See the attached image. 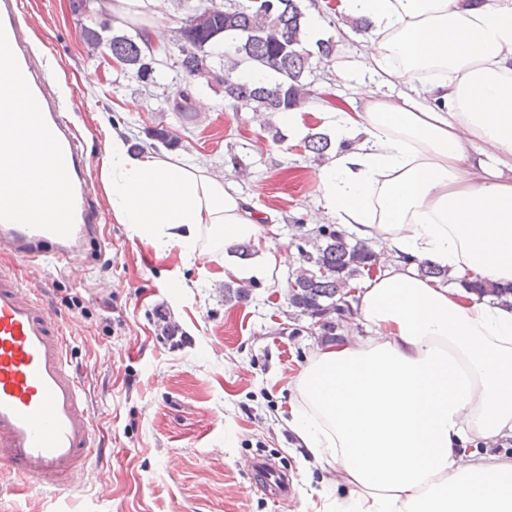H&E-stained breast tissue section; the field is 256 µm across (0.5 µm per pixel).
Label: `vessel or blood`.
Listing matches in <instances>:
<instances>
[{"instance_id": "b4317fda", "label": "vessel or blood", "mask_w": 512, "mask_h": 512, "mask_svg": "<svg viewBox=\"0 0 512 512\" xmlns=\"http://www.w3.org/2000/svg\"><path fill=\"white\" fill-rule=\"evenodd\" d=\"M23 0H0V64L24 77L40 110L32 120L51 149L52 168L68 197L64 217H32L0 203V246L27 261L69 267L90 259L104 226L89 191L87 160L55 98L46 96L50 69L31 65ZM70 339L34 289L0 272V468L25 483L64 490L100 456L85 391L72 372Z\"/></svg>"}]
</instances>
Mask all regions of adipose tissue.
<instances>
[{
  "label": "adipose tissue",
  "mask_w": 512,
  "mask_h": 512,
  "mask_svg": "<svg viewBox=\"0 0 512 512\" xmlns=\"http://www.w3.org/2000/svg\"><path fill=\"white\" fill-rule=\"evenodd\" d=\"M366 19L365 85L338 113L321 169L328 214L393 255L353 306L370 335L321 350L300 372L291 426L332 465L344 496L324 512H512V459L480 453L512 438V306L418 277L512 283V0H342ZM36 105L0 68V199L64 210ZM119 223L187 257L229 260L257 214L223 178L120 134L102 166ZM207 239L211 251L199 253Z\"/></svg>",
  "instance_id": "adipose-tissue-1"
}]
</instances>
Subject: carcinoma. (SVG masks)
Segmentation results:
<instances>
[{
    "mask_svg": "<svg viewBox=\"0 0 512 512\" xmlns=\"http://www.w3.org/2000/svg\"><path fill=\"white\" fill-rule=\"evenodd\" d=\"M73 9L87 18L83 37L94 49L105 48L130 78L146 83L154 78L155 54L150 52L149 28L140 26L130 33L105 36L111 29L103 13H94L89 0H79ZM307 15L301 0H275L273 14L257 3L246 0L225 8L208 2L180 21L173 47L174 63L189 78L203 77L215 83L230 105H244L274 115L301 109L314 94L306 82L311 72V51L307 49ZM249 66L269 78L243 80L237 74ZM331 139L323 133L306 137L304 148L323 158L331 149ZM325 243L306 260L329 272L314 277L309 272L297 276L289 285L290 303L306 314H326L336 310V296L349 287V281L372 271L379 255L366 243L348 241L343 230L322 229ZM460 285L501 303L512 301V285L488 281L460 280Z\"/></svg>",
    "mask_w": 512,
    "mask_h": 512,
    "instance_id": "cac0c4a2",
    "label": "carcinoma"
}]
</instances>
